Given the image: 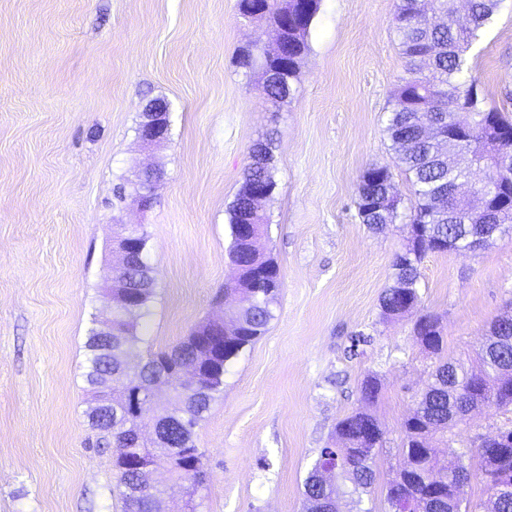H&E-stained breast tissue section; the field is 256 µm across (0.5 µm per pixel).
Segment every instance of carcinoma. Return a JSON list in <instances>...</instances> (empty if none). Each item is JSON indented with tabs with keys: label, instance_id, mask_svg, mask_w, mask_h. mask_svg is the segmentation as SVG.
I'll use <instances>...</instances> for the list:
<instances>
[{
	"label": "carcinoma",
	"instance_id": "carcinoma-1",
	"mask_svg": "<svg viewBox=\"0 0 512 512\" xmlns=\"http://www.w3.org/2000/svg\"><path fill=\"white\" fill-rule=\"evenodd\" d=\"M455 0H428V9L444 16L443 23L432 26L425 17L419 0H396L395 29L400 39L402 54L406 59L404 75L399 77L393 92L395 107L386 118L385 133L396 162L403 168L414 187V201L406 214L407 232L423 230L419 244L405 242L392 263L393 283L380 297L382 315L386 319H403L418 313L421 297L418 291V263L427 252L456 251L471 240L491 244L499 234L512 230V201L499 198V194L477 197L465 217L458 215L459 203L452 194V187L469 176V172L452 161H441L439 148L422 135L428 122L440 123L461 136L466 146L483 169L484 177L496 169L492 185L509 184L512 169L503 165L512 159V140L503 138V131L512 129L498 109L490 105L479 89L478 79L468 63V51L476 32L499 9L503 0H469L471 21L459 26L453 15ZM304 28L294 35L299 51L289 60L285 78L276 86H264L262 97L273 106L283 103L292 94V80L296 77L299 62L307 50ZM273 137L258 140L248 152L260 147L262 157L248 162L243 184L228 207L230 244L228 258L239 264L244 253L236 238L243 211L249 208L246 189L253 184L277 187L273 155ZM378 166L368 168L356 187L359 216L362 223L372 225L392 224L398 215L388 210L364 213V197L384 196L385 183H371L366 176ZM148 252L125 269L123 276L136 295L137 304L123 310L114 323L121 335L107 341L97 335V328L89 330L86 342L85 382L95 385L98 375L108 371L120 372L116 348L137 353L145 343L143 321L149 315V306L156 295V283L147 260ZM272 273L254 288H232L224 292L241 295L239 307L231 313V325L224 332V352L218 359L220 368L203 373L200 388L186 397L182 409L158 417L157 430L167 448L144 449L129 460L118 456L112 461L122 496L125 512H152L151 492L144 483L141 468L172 467L171 486L187 497L190 512H197L196 496L204 478L189 473L186 464L196 459L202 451L196 444L197 429L206 418L211 406L224 396V376L241 354L262 336L274 318L280 279L278 266L272 258H264ZM497 340L485 342L476 352L474 365L459 361L446 363L440 360L444 348L440 320L432 313H419L413 333L428 355L437 358L425 387L416 400L414 413L402 425L401 454L405 468L396 472L385 486V500L391 502V487L402 488L409 503V512H512V488L506 492L491 493L486 485V498L472 505L466 501L464 488L455 482L461 469L474 470L483 479L497 475L508 467L512 470V456L502 459V449L488 444L474 452L456 438L454 429L465 422L469 413L479 405H495L512 410V398L500 391V384L509 383L508 368L512 367V320L497 321ZM204 325L198 324L173 347L154 352L139 366L138 377L145 392H150L154 379L165 369L177 363L205 365L212 361L202 345L199 333ZM127 390L122 380L112 386V401L96 410L91 426L112 437L118 445L131 432L126 421L116 419V408L121 406ZM380 391L376 376L368 375L361 383V399L375 400ZM336 433L343 441L341 448H323L304 480V512H336V499L343 493L361 510L363 496L373 492L377 481L375 456L383 447V431L377 419L364 409H358L341 419ZM443 438L448 453H436L430 441L435 436ZM331 463L336 467L332 484L323 481L320 468Z\"/></svg>",
	"mask_w": 512,
	"mask_h": 512
}]
</instances>
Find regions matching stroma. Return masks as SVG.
<instances>
[{
  "label": "stroma",
  "mask_w": 512,
  "mask_h": 512,
  "mask_svg": "<svg viewBox=\"0 0 512 512\" xmlns=\"http://www.w3.org/2000/svg\"><path fill=\"white\" fill-rule=\"evenodd\" d=\"M396 0H320L280 106L238 65L272 49L267 21L237 0H0V512H123L116 450L84 414V344L117 258L113 227L141 224L157 296L145 351L219 318L233 274L227 209L254 142L275 133L277 189L261 248L277 263L275 317L233 364L197 431L199 512H303V484L337 422L366 406L385 433L377 482L400 468L402 422L432 359L380 297L403 224H361L356 185L390 164L384 124L404 70ZM470 65L512 119V0L479 32ZM169 104L170 136L143 148L146 104ZM162 171L147 208L113 199L133 164ZM421 309L440 316L443 356L474 351L512 301V235L475 254L427 253ZM372 336L348 358L352 334ZM381 390L363 404L360 385Z\"/></svg>",
  "instance_id": "obj_1"
}]
</instances>
